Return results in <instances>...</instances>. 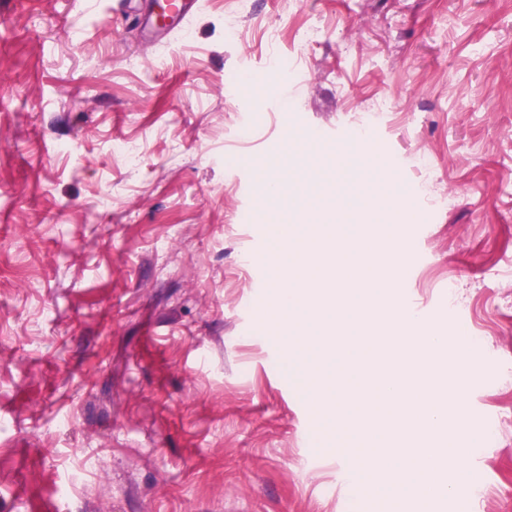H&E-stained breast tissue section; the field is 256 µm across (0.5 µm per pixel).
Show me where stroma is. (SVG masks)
Returning <instances> with one entry per match:
<instances>
[{
  "label": "stroma",
  "instance_id": "obj_1",
  "mask_svg": "<svg viewBox=\"0 0 512 512\" xmlns=\"http://www.w3.org/2000/svg\"><path fill=\"white\" fill-rule=\"evenodd\" d=\"M361 133L416 215L403 298L495 366L444 512H512V0H200L164 43L0 0V512H394L263 324L261 214L387 209L323 164ZM310 137L261 200L253 160Z\"/></svg>",
  "mask_w": 512,
  "mask_h": 512
}]
</instances>
